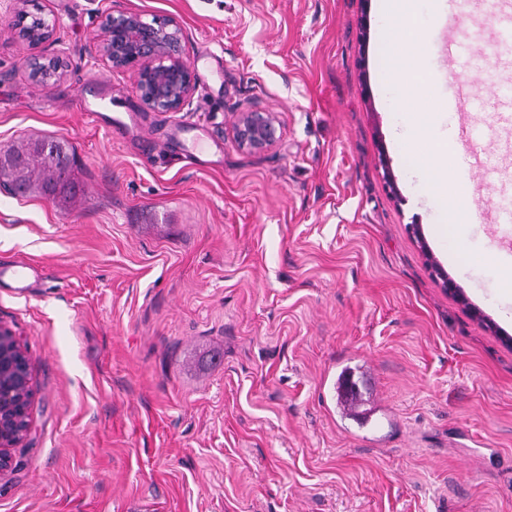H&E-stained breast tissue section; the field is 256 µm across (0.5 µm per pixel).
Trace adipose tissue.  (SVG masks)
I'll use <instances>...</instances> for the list:
<instances>
[{
	"label": "adipose tissue",
	"mask_w": 512,
	"mask_h": 512,
	"mask_svg": "<svg viewBox=\"0 0 512 512\" xmlns=\"http://www.w3.org/2000/svg\"><path fill=\"white\" fill-rule=\"evenodd\" d=\"M383 20L388 29L389 48L392 61L388 68L387 80L395 89L393 106L398 111L412 114L415 137H430L436 134L437 126L430 113L421 109L420 99L414 91L416 74L420 68L419 48L424 45L427 32L425 28L413 27L414 0H385L382 6ZM411 31L418 46L416 52H403L399 49L402 32ZM411 159L427 176L434 200L448 212L449 227L466 222L470 210L465 184L456 187L448 185V169L431 155L412 153Z\"/></svg>",
	"instance_id": "obj_1"
}]
</instances>
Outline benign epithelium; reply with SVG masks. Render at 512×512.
Listing matches in <instances>:
<instances>
[{
    "label": "benign epithelium",
    "instance_id": "1",
    "mask_svg": "<svg viewBox=\"0 0 512 512\" xmlns=\"http://www.w3.org/2000/svg\"><path fill=\"white\" fill-rule=\"evenodd\" d=\"M184 41V31L173 18L148 22L140 13H120L106 19L94 48L106 69L132 74L143 107L179 112L194 90ZM281 129L279 113L254 104L235 113L231 134L240 150L257 154L277 144ZM33 395L27 349L15 331L0 322V477L12 469L11 450L31 431Z\"/></svg>",
    "mask_w": 512,
    "mask_h": 512
}]
</instances>
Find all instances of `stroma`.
I'll return each instance as SVG.
<instances>
[{
    "instance_id": "obj_1",
    "label": "stroma",
    "mask_w": 512,
    "mask_h": 512,
    "mask_svg": "<svg viewBox=\"0 0 512 512\" xmlns=\"http://www.w3.org/2000/svg\"><path fill=\"white\" fill-rule=\"evenodd\" d=\"M34 3L67 68L31 78L0 0V148L55 138L81 192L0 188V264L39 271L24 293L0 283L35 388L0 512H512V292L496 265L448 260L386 86L380 0ZM110 12L181 24L183 110L143 109L96 60ZM497 16L464 9L453 59L433 42L417 74L443 126L449 73L469 82L468 193L487 214L512 172ZM102 97L135 119L122 138L84 112ZM254 103L282 121L260 154L229 131ZM460 232L512 249V225ZM346 365L380 427L338 409Z\"/></svg>"
}]
</instances>
